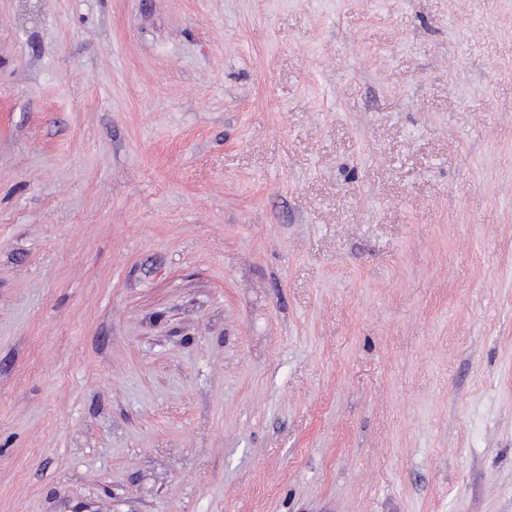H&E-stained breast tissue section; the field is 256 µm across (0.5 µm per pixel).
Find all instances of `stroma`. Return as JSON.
Instances as JSON below:
<instances>
[{
  "instance_id": "stroma-1",
  "label": "stroma",
  "mask_w": 512,
  "mask_h": 512,
  "mask_svg": "<svg viewBox=\"0 0 512 512\" xmlns=\"http://www.w3.org/2000/svg\"><path fill=\"white\" fill-rule=\"evenodd\" d=\"M0 512H512V0H0Z\"/></svg>"
}]
</instances>
